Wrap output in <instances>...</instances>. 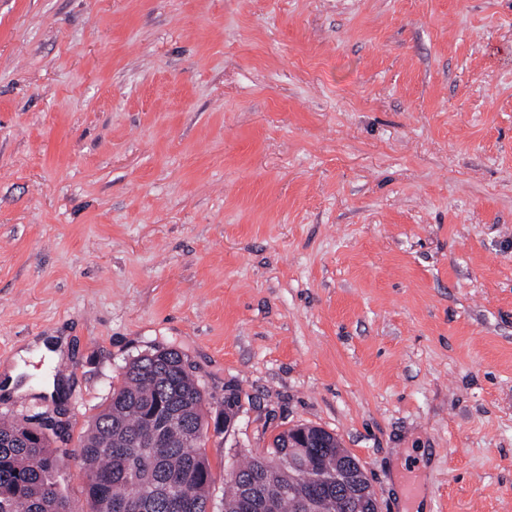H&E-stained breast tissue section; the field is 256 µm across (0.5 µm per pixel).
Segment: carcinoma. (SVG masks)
<instances>
[{
	"label": "carcinoma",
	"mask_w": 512,
	"mask_h": 512,
	"mask_svg": "<svg viewBox=\"0 0 512 512\" xmlns=\"http://www.w3.org/2000/svg\"><path fill=\"white\" fill-rule=\"evenodd\" d=\"M202 385L175 348L155 346L134 357L105 407L79 441L84 489L91 512H171L169 495L181 512H210L215 482L206 456L209 423ZM323 435L322 448L288 447V431L269 448L238 464L239 478L224 477L229 491L224 512H352L350 499L336 489L317 490L303 468L336 470L358 461L336 436ZM58 459L47 433L20 421L0 419V512H73L57 489Z\"/></svg>",
	"instance_id": "obj_1"
}]
</instances>
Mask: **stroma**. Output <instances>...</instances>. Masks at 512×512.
I'll return each mask as SVG.
<instances>
[{
    "label": "stroma",
    "instance_id": "1",
    "mask_svg": "<svg viewBox=\"0 0 512 512\" xmlns=\"http://www.w3.org/2000/svg\"><path fill=\"white\" fill-rule=\"evenodd\" d=\"M153 346L238 396L211 512L301 424L380 512H512V0H0V417L77 512Z\"/></svg>",
    "mask_w": 512,
    "mask_h": 512
}]
</instances>
